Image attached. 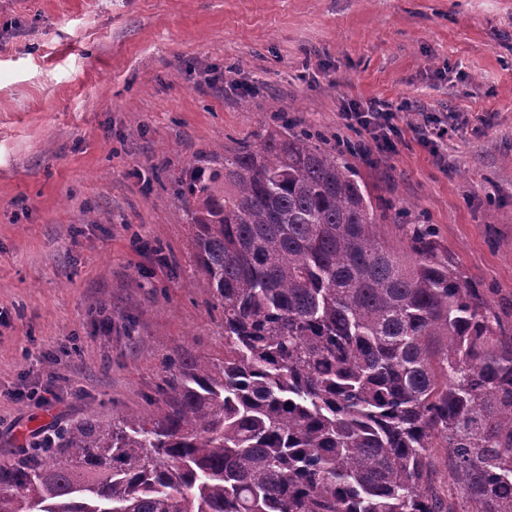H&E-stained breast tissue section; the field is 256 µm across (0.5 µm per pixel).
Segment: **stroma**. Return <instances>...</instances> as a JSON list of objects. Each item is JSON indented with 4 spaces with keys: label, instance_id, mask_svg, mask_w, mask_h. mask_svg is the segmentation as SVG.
<instances>
[{
    "label": "stroma",
    "instance_id": "1",
    "mask_svg": "<svg viewBox=\"0 0 512 512\" xmlns=\"http://www.w3.org/2000/svg\"><path fill=\"white\" fill-rule=\"evenodd\" d=\"M370 100L392 151L347 117ZM290 129L353 145L383 238L431 225L512 324V0H0V459L222 354L181 182ZM51 372L77 396L11 399Z\"/></svg>",
    "mask_w": 512,
    "mask_h": 512
}]
</instances>
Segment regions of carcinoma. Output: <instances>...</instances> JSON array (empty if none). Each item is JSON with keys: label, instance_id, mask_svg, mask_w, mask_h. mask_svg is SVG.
Masks as SVG:
<instances>
[{"label": "carcinoma", "instance_id": "obj_1", "mask_svg": "<svg viewBox=\"0 0 512 512\" xmlns=\"http://www.w3.org/2000/svg\"><path fill=\"white\" fill-rule=\"evenodd\" d=\"M224 352L166 357L160 411L87 419L0 459V512H512V330L427 224L388 245L364 184L306 129L190 164ZM428 453L435 465V485L445 493V496L448 494V505L452 506L455 512H465L471 508L447 465V448H429Z\"/></svg>", "mask_w": 512, "mask_h": 512}]
</instances>
